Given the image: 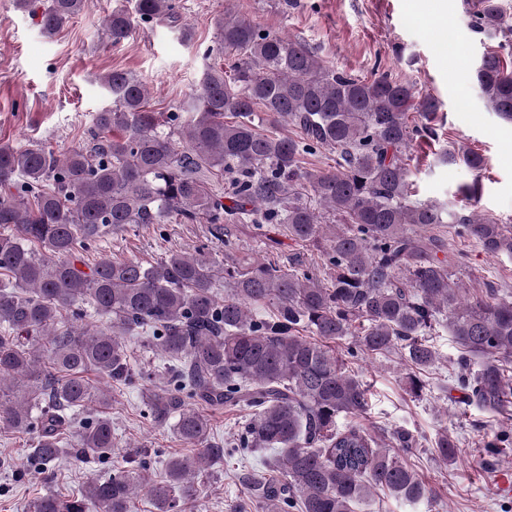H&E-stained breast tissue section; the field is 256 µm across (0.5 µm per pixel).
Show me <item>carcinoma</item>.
Segmentation results:
<instances>
[{
  "label": "carcinoma",
  "mask_w": 512,
  "mask_h": 512,
  "mask_svg": "<svg viewBox=\"0 0 512 512\" xmlns=\"http://www.w3.org/2000/svg\"><path fill=\"white\" fill-rule=\"evenodd\" d=\"M88 0H47L41 30L55 35ZM180 0H134L115 9L101 38L129 40L132 16L174 21ZM473 27L502 36L475 70L486 107L512 124V25L500 0H480ZM200 90L179 111L147 109L148 85L136 74L102 78L112 107L96 113L91 146L57 156L42 145H0V433L30 432L25 470L53 473L62 454L76 465L112 458V420L99 411L79 426L75 412L107 405L89 381L153 378L134 371L127 339L140 332L166 362L167 381L146 389L151 420L171 425L194 455H172L163 477L144 475L147 454L126 459L108 479L68 495L48 491L30 512H136L146 494L155 512H199V478L224 453L269 455L274 475L238 474L231 512H355L377 491L407 502L436 501L428 482L396 449L417 441L368 424L369 389L350 360L395 348L419 374L435 367L426 336L442 325L459 346L452 385L470 406L512 417V299L493 288L466 301L449 272L443 225L492 256L512 257V227L473 206L479 181L460 187L468 205L411 199L402 149L436 138L437 103L415 100L410 84L386 73L360 80L324 64L305 41L273 33L230 7L217 21ZM295 126L299 135L262 130ZM336 153L330 169H306L305 156ZM443 164L484 166L453 145ZM209 224L224 239V260L209 252H171L149 266L103 255L88 270L78 255L105 235L139 224ZM284 227L316 248L327 278L293 258L235 257L232 226ZM228 288L217 296V283ZM109 318L106 328L79 323L81 305ZM267 308L264 316L255 309ZM240 406L248 418L228 450L212 441L205 406ZM350 418L338 426L339 416ZM70 437L68 450L61 448ZM512 447V431L485 444ZM436 459L456 458L448 430L432 442Z\"/></svg>",
  "instance_id": "carcinoma-1"
}]
</instances>
